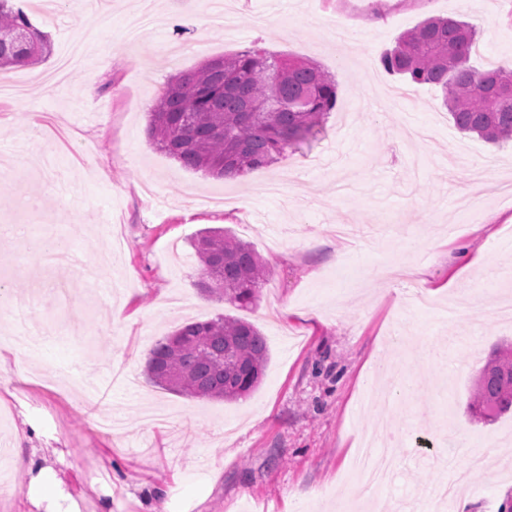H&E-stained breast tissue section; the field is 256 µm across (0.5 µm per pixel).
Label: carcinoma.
<instances>
[{
	"label": "carcinoma",
	"mask_w": 512,
	"mask_h": 512,
	"mask_svg": "<svg viewBox=\"0 0 512 512\" xmlns=\"http://www.w3.org/2000/svg\"><path fill=\"white\" fill-rule=\"evenodd\" d=\"M477 31L462 20L427 18L380 59L385 71L440 87L455 127L493 143L512 139V67L469 65ZM47 35L12 0H0V68L46 58ZM335 77L320 66L253 48L176 75L152 105L148 135L183 167L243 175L274 163L320 133L336 107ZM192 246L197 288L238 308L254 305L270 275L254 249L222 228L200 231ZM269 360L260 330L221 315L187 323L152 348L149 380L196 399L236 401L259 385ZM471 416L491 423L512 411V343L497 347L479 371Z\"/></svg>",
	"instance_id": "1"
}]
</instances>
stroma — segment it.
Wrapping results in <instances>:
<instances>
[{"instance_id": "1", "label": "stroma", "mask_w": 512, "mask_h": 512, "mask_svg": "<svg viewBox=\"0 0 512 512\" xmlns=\"http://www.w3.org/2000/svg\"><path fill=\"white\" fill-rule=\"evenodd\" d=\"M51 53L0 71L21 81L0 99V225L64 236L91 277L46 276L19 237H0V283L13 301L0 328L34 332L37 350L0 352V512H418L448 482L449 440L482 465L458 500L495 512L512 495V413L467 411L491 349L512 340L498 318L512 296V144L454 126L440 88L380 64L429 17L474 25L470 63L512 61V0H109L92 23L72 0H16ZM354 30L342 50L336 23ZM259 46L313 61L337 81L317 139L234 181L184 168L148 138L169 79ZM93 91H86V81ZM42 129L32 137L30 124ZM491 179L461 221L464 165ZM225 228L272 275L255 306L199 298L191 242ZM316 238L304 246L305 235ZM481 315L450 312L473 284ZM119 317H111V310ZM316 310L306 321L302 311ZM221 314L255 324L269 361L232 402L151 384L148 351L177 326ZM380 420L397 432L392 482L361 494L356 450ZM58 477L33 505L16 454ZM162 495H155V487Z\"/></svg>"}]
</instances>
